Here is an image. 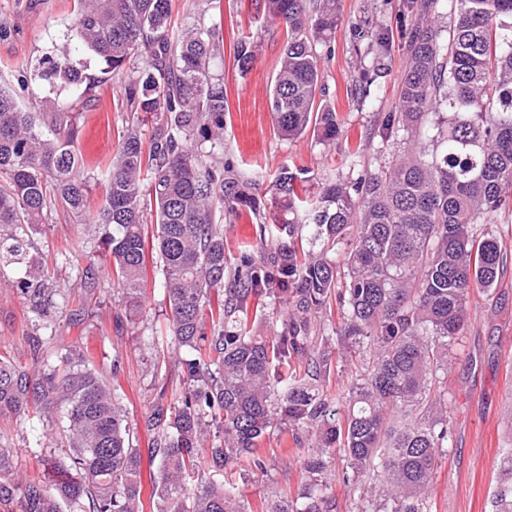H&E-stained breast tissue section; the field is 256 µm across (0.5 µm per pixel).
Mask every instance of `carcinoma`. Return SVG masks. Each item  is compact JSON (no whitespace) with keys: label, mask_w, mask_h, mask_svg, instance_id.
Listing matches in <instances>:
<instances>
[{"label":"carcinoma","mask_w":512,"mask_h":512,"mask_svg":"<svg viewBox=\"0 0 512 512\" xmlns=\"http://www.w3.org/2000/svg\"><path fill=\"white\" fill-rule=\"evenodd\" d=\"M172 0H76L62 48L38 62L40 78L91 104L95 79L74 58L98 56L123 84L129 112L116 151L94 164L78 151L79 111L63 107L21 75L39 103L21 109L0 86V271H17L31 311L46 317L58 289L26 229L52 210L76 218L88 208L91 174L102 187L95 223L112 282L131 314L141 308L145 214L155 224L168 348L181 367L179 396L162 380L147 429L154 432L144 483L140 449L118 390L92 367L88 350L52 361L41 329L28 350L0 353V418L65 404L72 467L51 475L15 472L0 436V512H247L228 473L248 462L281 424L314 437L302 461L308 483L295 499L274 496L269 512H336L328 495L331 451L345 463L358 512H431L428 490L445 454L448 402L439 373L468 326L473 290L490 293L506 252L475 227L512 211V0H449L454 24L442 29V0H410L409 55L382 148L401 136L392 164L353 184L327 183L302 220L279 225L274 252L228 262L224 212L256 208L248 182L224 167V80L213 69L224 51L221 0L209 20L171 27ZM267 23L285 28L269 107L279 135L312 132L328 144L340 134L325 100L319 47L340 17L336 0H259ZM259 45L241 39L238 70ZM151 125L149 151L142 127ZM436 149L431 151L428 143ZM297 173L285 167L275 199L296 212ZM314 226L320 249L297 248L300 225ZM346 242L342 260L331 252ZM280 298L282 330L255 336L238 327L253 300ZM342 309L331 336L313 335L330 300ZM360 356L361 371L336 400L326 346ZM494 512H512V448L500 452Z\"/></svg>","instance_id":"1"}]
</instances>
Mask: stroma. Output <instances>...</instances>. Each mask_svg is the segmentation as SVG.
Returning a JSON list of instances; mask_svg holds the SVG:
<instances>
[{"label":"stroma","instance_id":"obj_1","mask_svg":"<svg viewBox=\"0 0 512 512\" xmlns=\"http://www.w3.org/2000/svg\"><path fill=\"white\" fill-rule=\"evenodd\" d=\"M409 0H340L342 15L329 47L323 48L320 69L326 99L336 108L341 134L326 147L312 135L288 141L278 136L269 110L267 88L284 43L282 28L269 27L257 15L255 0H221L224 58L216 65L224 76V161L252 182V192L264 215H241L224 222V246L231 260L244 251H270L277 217L274 180L281 167L302 171L299 189L304 202L315 201L322 184L357 180L389 160L379 148L386 118L398 100L399 79L408 56L405 29ZM74 0H0V84L16 86L19 70L32 66L63 42L75 18ZM389 48L380 63L359 61L379 34ZM260 44L258 60L240 74L233 46L244 35ZM75 57L88 74L101 79L94 107L83 112L77 148L91 159L113 153L127 114L121 83L104 71L105 64L86 50ZM367 71L372 94L360 100L354 84ZM486 232L503 241L507 266L492 295L474 291L468 302L469 324L451 351L448 376L441 390L448 400L451 436L448 454L433 476L429 496L432 512H492V492L498 480L500 450L512 445V214H502ZM40 254L56 261L60 288L50 314L53 334L45 342L49 354L88 346L97 370L118 389L128 411L136 445L147 449L152 437L145 417L158 391L153 376L156 347L166 342L167 320L163 278L155 260H148L141 315H129L117 288L105 271H98L94 295L82 297L74 288L76 269L86 268L96 251L94 225L71 223L54 215L51 223L29 231ZM0 283V349H25L23 335L36 316L16 287V274L5 270ZM51 421L34 416L0 422L14 450L17 471L40 476L47 462L69 465V448L61 410L51 409ZM306 446L295 445L291 429L276 432L259 450L264 469L238 474L248 512H265L270 492L297 495L306 476L301 462Z\"/></svg>","mask_w":512,"mask_h":512}]
</instances>
